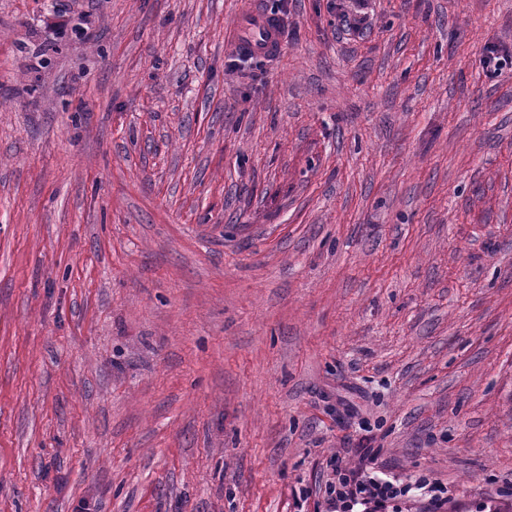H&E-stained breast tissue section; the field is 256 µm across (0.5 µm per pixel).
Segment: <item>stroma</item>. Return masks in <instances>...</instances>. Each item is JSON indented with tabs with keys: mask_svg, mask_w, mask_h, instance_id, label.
Masks as SVG:
<instances>
[{
	"mask_svg": "<svg viewBox=\"0 0 512 512\" xmlns=\"http://www.w3.org/2000/svg\"><path fill=\"white\" fill-rule=\"evenodd\" d=\"M489 43L512 0H0V512L511 506ZM238 45L254 55H270L280 47L279 20L267 12L248 14L237 34ZM337 484L329 488V512H403L409 485L377 476L359 478L347 468H337ZM360 506L362 510H354ZM417 489H424V501L433 509H441L448 504V487L439 482H433L425 476L417 481Z\"/></svg>",
	"mask_w": 512,
	"mask_h": 512,
	"instance_id": "obj_1",
	"label": "stroma"
}]
</instances>
